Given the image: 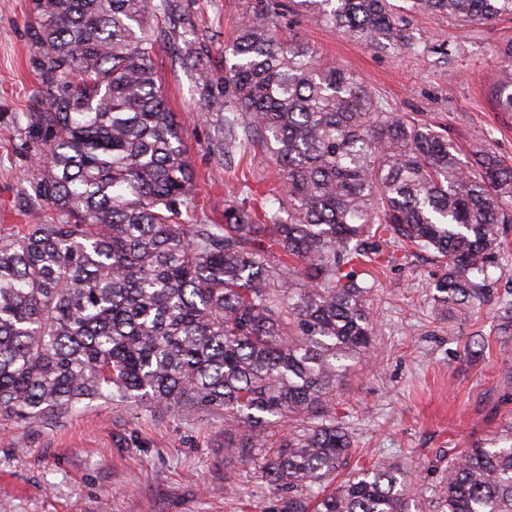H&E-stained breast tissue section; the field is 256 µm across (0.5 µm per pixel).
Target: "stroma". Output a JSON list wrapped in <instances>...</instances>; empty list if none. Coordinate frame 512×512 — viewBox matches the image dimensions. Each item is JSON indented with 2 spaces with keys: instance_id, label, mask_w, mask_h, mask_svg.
<instances>
[{
  "instance_id": "35a3bbf8",
  "label": "stroma",
  "mask_w": 512,
  "mask_h": 512,
  "mask_svg": "<svg viewBox=\"0 0 512 512\" xmlns=\"http://www.w3.org/2000/svg\"><path fill=\"white\" fill-rule=\"evenodd\" d=\"M215 46L231 40L258 0H182ZM284 32L321 58L359 73L393 111L447 125L462 148L475 142L512 164V113L491 90L500 61L493 48L512 36V19L460 31L448 17L417 13L414 34L456 43L445 64L432 54L373 50L296 14L289 0H269ZM28 0H0V224L12 223L33 173L34 143L23 113L42 111L29 64ZM156 63L198 174L210 216L236 195L235 175L207 151L189 72L165 44ZM497 283L487 302L460 318L434 299L442 274L429 255L378 266L370 306L378 328L370 354L336 388V415L353 435L352 464L420 463L432 478L448 451L487 438L512 422V235L496 257ZM276 500L253 466L224 445V419L188 418L133 403L85 402L27 426L0 425V512H271Z\"/></svg>"
}]
</instances>
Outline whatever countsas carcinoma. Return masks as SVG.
Instances as JSON below:
<instances>
[{
	"label": "carcinoma",
	"mask_w": 512,
	"mask_h": 512,
	"mask_svg": "<svg viewBox=\"0 0 512 512\" xmlns=\"http://www.w3.org/2000/svg\"><path fill=\"white\" fill-rule=\"evenodd\" d=\"M373 49L455 48L410 31L417 12L468 28L512 0H296ZM30 64L46 102L24 114L35 170L27 221L0 229V422L34 424L85 400L224 414L235 459L276 494L272 512H512V423L448 452L410 493L413 466L340 477L352 436L336 384L370 351L377 320L362 266L431 253L438 301L484 302L512 224V165L386 107L259 10L218 54L182 0H32ZM194 79L207 150H256L284 199L199 208L155 47ZM493 92L512 112V41ZM301 423L268 447V429Z\"/></svg>",
	"instance_id": "carcinoma-1"
}]
</instances>
